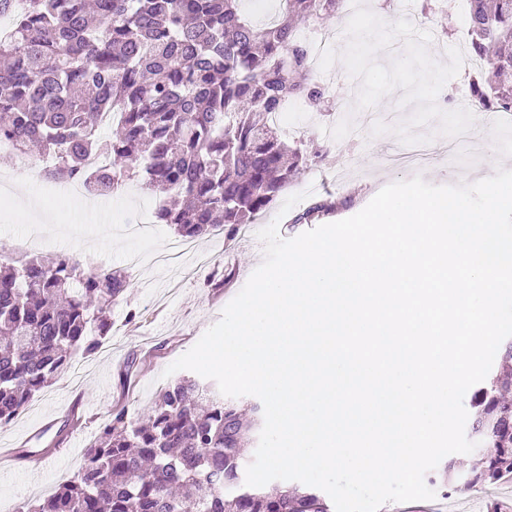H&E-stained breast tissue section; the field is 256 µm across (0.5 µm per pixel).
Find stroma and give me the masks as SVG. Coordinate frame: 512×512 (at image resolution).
<instances>
[{"mask_svg": "<svg viewBox=\"0 0 512 512\" xmlns=\"http://www.w3.org/2000/svg\"><path fill=\"white\" fill-rule=\"evenodd\" d=\"M364 2L385 22L404 18L417 30L429 32L427 50L435 61L447 62L451 47L469 48L467 29L460 27L456 17L445 18L434 10L435 0ZM310 79L324 88L326 96L317 106L298 103L288 114L292 140L302 143L310 155L288 192L307 191L332 203V210L314 219V226L353 216L389 183L417 174L435 185L468 183L477 169L493 175L498 155L512 158V124L490 125L450 151L447 136L440 134L434 120L418 129L419 135L430 139L433 156L427 165L387 164L385 155L403 151L404 145L390 133L373 135L366 120L372 117L390 126L407 121L415 108L402 104L401 91L363 111L354 107L360 83L343 62H335L326 72L313 67ZM30 162L28 173L13 183L11 206L0 208V249H16L22 238L37 233L39 252H65L83 265L124 272L130 287L125 301L113 307L112 328L97 351L75 356L8 427L0 428V448L16 453L11 467L0 468V512L11 504L20 508L42 499L72 476L83 448L97 437L113 408H123L131 417L151 408L168 384L164 370L220 319L224 307L262 262L259 230L275 220L281 237L289 239L308 228L292 224L276 203L234 240L212 235L197 241L195 250L174 264L157 266L147 261L132 268L127 263L130 253L148 257L162 251L174 233L167 225L157 224L149 238L135 239L120 231L117 220H134L142 212L155 211L158 192L141 178H133L125 195L113 197L111 210L105 211L99 209L98 198L78 201L70 197L68 186L42 181L40 156H31ZM44 424L48 432L34 437V430ZM70 435L77 439V450L57 454L60 439ZM25 449L44 452L51 466L32 473L31 460L21 455ZM380 512H512V480L449 492L440 488L435 499L411 505L388 503Z\"/></svg>", "mask_w": 512, "mask_h": 512, "instance_id": "stroma-1", "label": "stroma"}]
</instances>
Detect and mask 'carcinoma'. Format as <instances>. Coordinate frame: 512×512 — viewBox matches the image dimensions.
Returning a JSON list of instances; mask_svg holds the SVG:
<instances>
[{
	"label": "carcinoma",
	"instance_id": "obj_1",
	"mask_svg": "<svg viewBox=\"0 0 512 512\" xmlns=\"http://www.w3.org/2000/svg\"><path fill=\"white\" fill-rule=\"evenodd\" d=\"M0 39V137L24 154L55 157L48 181H79L95 195L141 176L172 195L155 219L181 238L225 239L268 210L308 160L270 125L292 98L324 99L305 81L309 48L297 18L342 15V0H284L281 19L258 28L241 0H26ZM472 55L488 64L472 97L512 109V0H467ZM123 106L117 132L99 133L100 113ZM110 157L107 171L86 167ZM331 209L315 200L292 223ZM127 276L92 270L66 254L16 256L0 249V428L50 385L73 355L93 354L111 328ZM512 381L494 377L476 393L473 425L485 452L467 472L473 486L512 474ZM261 408L243 409L219 389L172 381L143 418L113 411L78 472L26 512H332L309 488L267 492L244 483L245 445ZM448 462L430 482L448 486Z\"/></svg>",
	"mask_w": 512,
	"mask_h": 512
}]
</instances>
